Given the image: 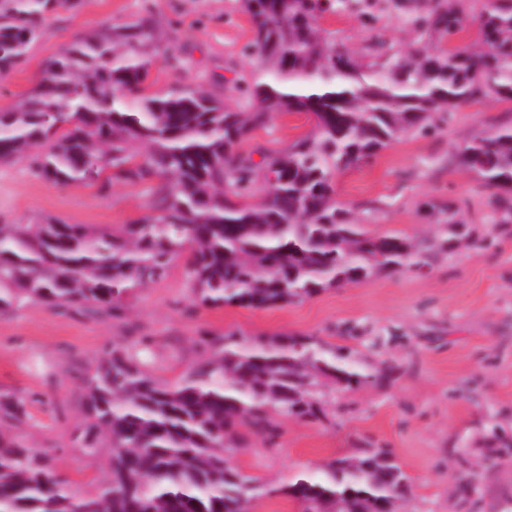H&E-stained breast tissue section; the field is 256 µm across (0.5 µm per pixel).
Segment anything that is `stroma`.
I'll return each mask as SVG.
<instances>
[{
    "instance_id": "35a3bbf8",
    "label": "stroma",
    "mask_w": 512,
    "mask_h": 512,
    "mask_svg": "<svg viewBox=\"0 0 512 512\" xmlns=\"http://www.w3.org/2000/svg\"><path fill=\"white\" fill-rule=\"evenodd\" d=\"M153 15L183 62L155 63L149 92L201 87L231 108L249 105L240 79L259 60L241 50L251 36L242 0H78L61 6L25 62L0 77V106L23 100L44 62L105 23ZM402 10L375 23L358 14L323 19L336 39L363 53L372 33L392 50L419 36ZM512 102L484 98L457 107L429 133L401 135L370 160L336 178V199L374 233L436 239L448 209L488 249L460 247L434 255L428 267L380 275L311 299L255 309H192L186 257L162 281L136 289L120 317L84 315L31 304L0 315V390L30 399L26 438L51 449L52 463L77 480L104 479L106 460L86 456L75 436L83 423L82 374L117 342L136 347L161 375H178L197 357L200 332L245 336L306 335L353 348L372 366H392L389 381L327 388L326 422L279 416L276 445L248 434L232 461L268 486L361 448H390L410 476L413 494L397 512H507L512 507V224L495 223L512 188L486 192L477 175L450 160L455 148L501 124ZM309 127L303 113L278 114L245 148L253 160L288 147ZM145 185H61L35 176L25 163L0 164V223L54 217L70 224H133L150 212ZM474 475L463 493L462 474Z\"/></svg>"
}]
</instances>
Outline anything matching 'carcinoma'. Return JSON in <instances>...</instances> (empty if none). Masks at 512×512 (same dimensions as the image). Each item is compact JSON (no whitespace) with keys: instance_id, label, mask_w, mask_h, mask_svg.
I'll use <instances>...</instances> for the list:
<instances>
[{"instance_id":"cac0c4a2","label":"carcinoma","mask_w":512,"mask_h":512,"mask_svg":"<svg viewBox=\"0 0 512 512\" xmlns=\"http://www.w3.org/2000/svg\"><path fill=\"white\" fill-rule=\"evenodd\" d=\"M65 0H0V76L26 60ZM351 0H243L244 51L260 66L244 79L248 112L201 89L147 93L163 46L148 14L84 34L45 65L27 97L0 108V162L24 161L54 183L151 184L153 214L136 224H0V313L27 304L109 316L125 295L164 279L189 253L194 304L268 308L425 264L431 245L371 234L335 197L336 175L435 115L492 96L512 101V0H484L479 39L466 13L428 0L410 22L419 47L369 57L348 51L320 21ZM304 113L310 128L255 162L242 147L274 115ZM484 185L512 184V124L455 153ZM448 209L438 248L466 236ZM179 377L155 375L114 343L86 372V418L75 441L108 458L87 485L23 439L27 400L0 391V512H252L280 493L302 512H377L410 480L389 448H364L265 488L224 456L246 428L270 443L275 417H326L327 384L377 383L348 346L314 336H202Z\"/></svg>"}]
</instances>
